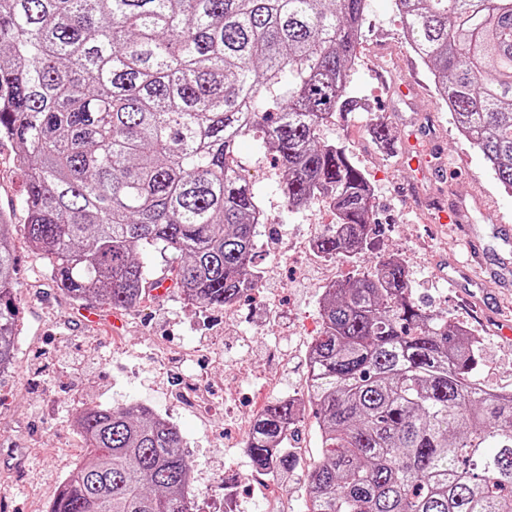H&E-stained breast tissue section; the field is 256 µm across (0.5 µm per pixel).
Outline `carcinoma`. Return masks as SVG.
I'll return each instance as SVG.
<instances>
[{"instance_id":"cac0c4a2","label":"carcinoma","mask_w":512,"mask_h":512,"mask_svg":"<svg viewBox=\"0 0 512 512\" xmlns=\"http://www.w3.org/2000/svg\"><path fill=\"white\" fill-rule=\"evenodd\" d=\"M368 0H0V139L27 176L23 231L79 305L146 298L138 255L173 256L184 299L223 308L261 286L268 222L233 164L240 139L272 153L289 208L331 199L314 250L373 245L369 180L317 137L352 111ZM460 135L512 193V0H395ZM0 214V372L16 356V258ZM304 396L320 447L307 512H512V392L474 380L479 341L414 298L388 254L325 288ZM296 399L255 416L253 470L283 484ZM88 456L49 512H194L177 428L150 408L87 406Z\"/></svg>"}]
</instances>
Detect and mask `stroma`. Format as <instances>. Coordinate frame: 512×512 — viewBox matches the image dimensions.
Wrapping results in <instances>:
<instances>
[{
	"label": "stroma",
	"instance_id": "1",
	"mask_svg": "<svg viewBox=\"0 0 512 512\" xmlns=\"http://www.w3.org/2000/svg\"><path fill=\"white\" fill-rule=\"evenodd\" d=\"M414 58L394 0H369L352 74L368 107L336 117L319 132L322 141L344 146L370 182L379 232L369 251L325 260L301 249L323 231L329 205L317 198L289 209L269 153L249 137L235 158L269 218L257 242L265 274L253 297L229 310L190 305L172 288L122 311L120 332L79 325L77 304L46 273L47 257L15 232L20 333L15 364L0 375V512H48L83 453L74 420L89 402L112 408L140 402L179 428L196 478V512H222L228 500L237 512H306L302 471L270 503L268 486L246 454L242 421L271 396L301 397L306 352L320 332L323 289L383 255L402 259L418 301L478 336L477 382L512 391V337L498 335L496 322L498 312L512 315V193L460 136L427 68ZM409 80L415 90L400 100L396 88ZM377 118L389 124L391 141L372 138ZM412 136L433 157L428 171H415L404 159ZM24 195L14 146L2 139L0 210L17 224L24 220ZM440 203L465 208L484 252L483 266L453 283L448 277L466 262L468 249L453 225L438 223ZM189 391L202 404L186 402Z\"/></svg>",
	"mask_w": 512,
	"mask_h": 512
}]
</instances>
